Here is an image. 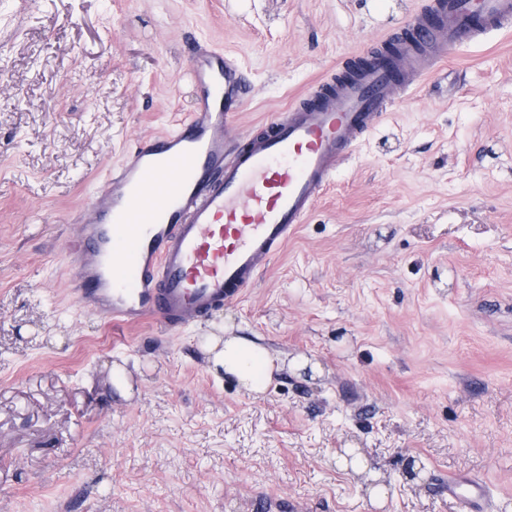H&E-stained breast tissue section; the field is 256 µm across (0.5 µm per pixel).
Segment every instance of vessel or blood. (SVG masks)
Listing matches in <instances>:
<instances>
[{
	"label": "vessel or blood",
	"mask_w": 512,
	"mask_h": 512,
	"mask_svg": "<svg viewBox=\"0 0 512 512\" xmlns=\"http://www.w3.org/2000/svg\"><path fill=\"white\" fill-rule=\"evenodd\" d=\"M492 32H512V0H433L388 43L346 62L316 89L240 135L250 94L237 59L193 48L194 108L138 141L79 227L78 301L121 324L166 331L238 300L305 223L340 163L437 58ZM463 512H484L486 484L448 478Z\"/></svg>",
	"instance_id": "1"
}]
</instances>
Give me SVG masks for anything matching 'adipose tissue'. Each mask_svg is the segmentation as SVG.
Returning a JSON list of instances; mask_svg holds the SVG:
<instances>
[{"mask_svg": "<svg viewBox=\"0 0 512 512\" xmlns=\"http://www.w3.org/2000/svg\"><path fill=\"white\" fill-rule=\"evenodd\" d=\"M213 361L223 368L225 376L254 394L265 392L277 368L276 359L267 348L241 336L225 338Z\"/></svg>", "mask_w": 512, "mask_h": 512, "instance_id": "obj_1", "label": "adipose tissue"}]
</instances>
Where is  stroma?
Segmentation results:
<instances>
[{"instance_id": "1", "label": "stroma", "mask_w": 512, "mask_h": 512, "mask_svg": "<svg viewBox=\"0 0 512 512\" xmlns=\"http://www.w3.org/2000/svg\"><path fill=\"white\" fill-rule=\"evenodd\" d=\"M430 0H0V512H512V35L448 52L241 302L171 335L71 293L74 226L190 112L195 40L253 130ZM286 364L260 395L214 341ZM448 497L455 499L467 512H483L488 504L486 484L476 477L448 476Z\"/></svg>"}]
</instances>
